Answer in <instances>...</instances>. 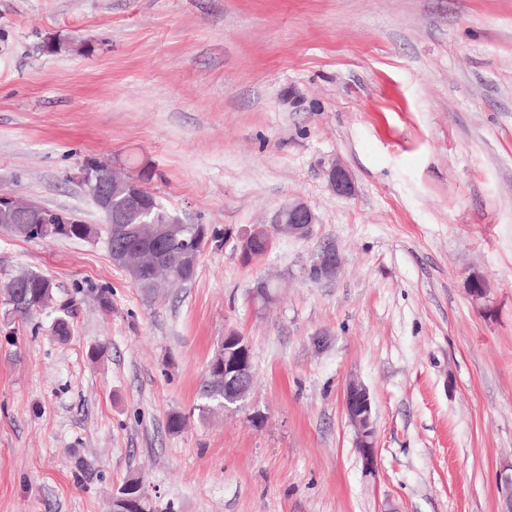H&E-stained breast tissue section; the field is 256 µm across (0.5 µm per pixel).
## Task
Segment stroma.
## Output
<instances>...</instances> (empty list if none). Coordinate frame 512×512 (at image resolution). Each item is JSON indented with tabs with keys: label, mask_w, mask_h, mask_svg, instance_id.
<instances>
[{
	"label": "stroma",
	"mask_w": 512,
	"mask_h": 512,
	"mask_svg": "<svg viewBox=\"0 0 512 512\" xmlns=\"http://www.w3.org/2000/svg\"><path fill=\"white\" fill-rule=\"evenodd\" d=\"M94 159L151 172L188 224L237 233L296 198L319 222L247 265L205 247L155 298L102 237L0 230V283L32 271L56 293L26 322L0 301V512H112L132 478L150 512H504L512 0H0V193L101 227ZM334 159L352 197L328 187ZM327 245L342 270L313 280ZM229 331L253 387L203 414ZM344 411L356 433L355 447L366 468L377 465L375 446L374 403L369 390L352 380L344 389Z\"/></svg>",
	"instance_id": "obj_1"
}]
</instances>
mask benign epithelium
Returning <instances> with one entry per match:
<instances>
[{
  "instance_id": "7a95c632",
  "label": "benign epithelium",
  "mask_w": 512,
  "mask_h": 512,
  "mask_svg": "<svg viewBox=\"0 0 512 512\" xmlns=\"http://www.w3.org/2000/svg\"><path fill=\"white\" fill-rule=\"evenodd\" d=\"M80 179L88 187L92 200L106 216L110 224L128 223V213L140 215V223L149 225L147 243L134 252L125 253L130 269L152 270L165 264L170 244L164 241L160 230L162 224H180L182 220L174 213L160 214L155 204L145 193L141 182L135 178L111 176L106 169L88 168ZM330 190L338 196L350 197L355 193V184L348 169L339 161L331 162L327 170ZM55 211L35 207L8 194H0V223L10 224L16 233L26 235L35 224H49ZM317 223L314 210L303 200L290 201L271 216L267 225L255 227L239 235L237 249L247 250L249 241L255 236H266L273 242L279 236L306 238ZM341 256L333 248L323 249L311 265L318 280L334 278L341 267ZM224 367V406L243 401L250 390L253 378L251 355L243 339L235 333L224 337V346L210 361L208 369ZM344 411L356 433L355 447L365 467L377 465L375 446L374 403L369 390L360 382L352 380L344 389ZM112 512H146V500L139 484L129 481L113 496Z\"/></svg>"
}]
</instances>
